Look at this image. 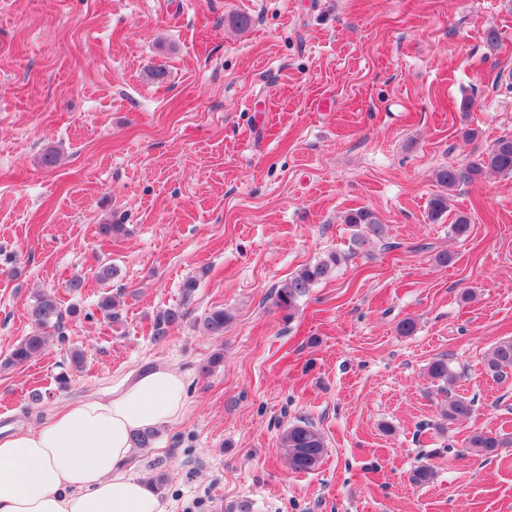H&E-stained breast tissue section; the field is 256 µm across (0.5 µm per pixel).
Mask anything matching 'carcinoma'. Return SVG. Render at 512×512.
Here are the masks:
<instances>
[{"label":"carcinoma","instance_id":"cac0c4a2","mask_svg":"<svg viewBox=\"0 0 512 512\" xmlns=\"http://www.w3.org/2000/svg\"><path fill=\"white\" fill-rule=\"evenodd\" d=\"M491 171L512 176V136L498 138L488 151L477 156L463 168L441 167L435 179L442 191L429 200V215L432 220H440L448 212L449 192L461 184L475 180ZM345 223L355 228L351 237V248L347 252L330 251L316 263L305 266L276 287L273 293L274 305L284 313V318L292 319L300 298L309 293L312 286L333 274L336 269L357 254L372 238L384 235V225L369 209L360 208L350 212ZM96 307L100 314L111 323L120 320L113 296L103 293ZM33 330L23 337L0 363L2 368H11L28 363L43 354L50 346L52 335L59 332L63 321L60 301L52 292H40L27 308ZM185 311L179 307H169L156 313L153 321V339L161 342L166 339L170 326L181 322ZM231 320L229 313L219 308L211 311L205 319V329L212 336L224 335V326ZM484 370L495 380L512 376V338L497 342L488 352ZM429 378L438 383L440 391L446 392L457 380V373L450 360L440 357L432 361L427 369ZM474 411L473 401L459 395H450L441 405L439 414L444 424L465 422ZM512 446L509 433L473 431L467 439V447L481 455H491L500 448ZM280 448L295 472H310L317 468L327 450L325 437L313 421L299 416L283 431Z\"/></svg>","mask_w":512,"mask_h":512}]
</instances>
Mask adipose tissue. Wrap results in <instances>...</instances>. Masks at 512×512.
<instances>
[{
	"label": "adipose tissue",
	"mask_w": 512,
	"mask_h": 512,
	"mask_svg": "<svg viewBox=\"0 0 512 512\" xmlns=\"http://www.w3.org/2000/svg\"><path fill=\"white\" fill-rule=\"evenodd\" d=\"M186 405L184 373L155 366L0 437V512H166L127 463L137 434L176 423Z\"/></svg>",
	"instance_id": "adipose-tissue-1"
}]
</instances>
